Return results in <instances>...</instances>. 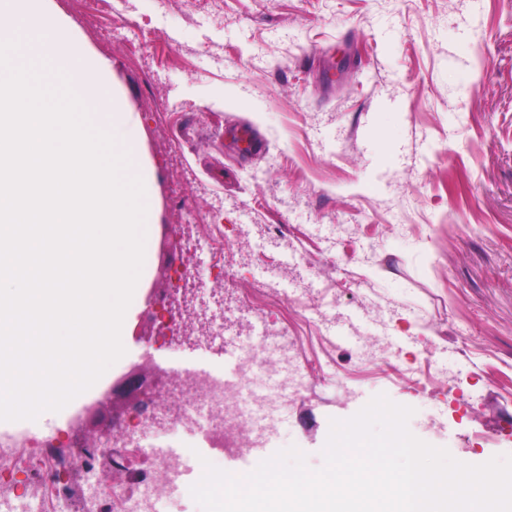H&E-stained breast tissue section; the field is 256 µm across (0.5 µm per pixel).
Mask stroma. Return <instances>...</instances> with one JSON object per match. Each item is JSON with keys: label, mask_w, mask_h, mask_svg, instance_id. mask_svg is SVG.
Here are the masks:
<instances>
[{"label": "stroma", "mask_w": 512, "mask_h": 512, "mask_svg": "<svg viewBox=\"0 0 512 512\" xmlns=\"http://www.w3.org/2000/svg\"><path fill=\"white\" fill-rule=\"evenodd\" d=\"M41 0L144 136L151 223L223 225L227 346L272 337L298 384L262 391L242 448L321 468L334 419L374 396L457 460L512 455V0ZM86 13V14H87ZM108 39H101V32ZM305 311L284 312V298ZM95 445L65 416L0 421ZM242 448L212 457L243 472Z\"/></svg>", "instance_id": "obj_1"}]
</instances>
